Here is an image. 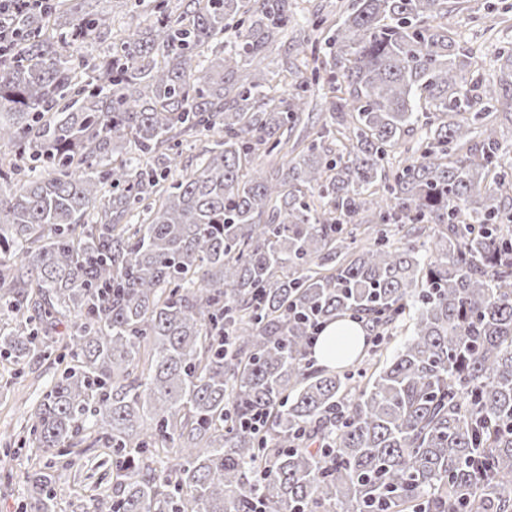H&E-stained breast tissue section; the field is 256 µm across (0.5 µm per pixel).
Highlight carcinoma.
<instances>
[{"label": "carcinoma", "instance_id": "1", "mask_svg": "<svg viewBox=\"0 0 512 512\" xmlns=\"http://www.w3.org/2000/svg\"><path fill=\"white\" fill-rule=\"evenodd\" d=\"M84 2L0 18V180L40 171L0 192V359L61 366L0 452L38 460L23 512H56L83 443L112 464L83 512H512V50L479 91L448 0H351L293 142L307 86L263 66L290 0H135L147 26L77 62L49 24L108 30ZM178 135L216 141L165 187ZM347 313L409 334L310 369Z\"/></svg>", "mask_w": 512, "mask_h": 512}]
</instances>
